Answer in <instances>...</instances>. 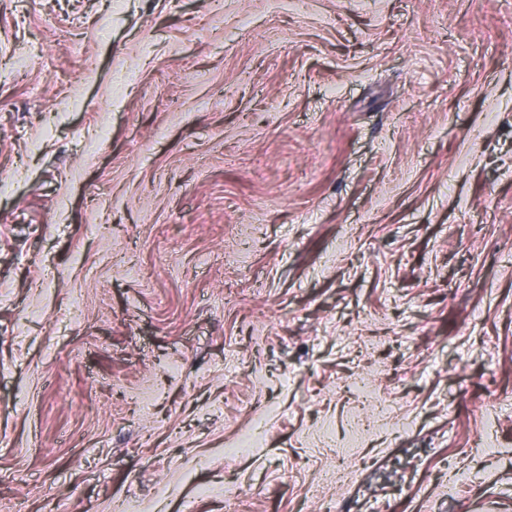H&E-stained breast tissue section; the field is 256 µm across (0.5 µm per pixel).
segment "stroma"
Instances as JSON below:
<instances>
[{
	"label": "stroma",
	"mask_w": 512,
	"mask_h": 512,
	"mask_svg": "<svg viewBox=\"0 0 512 512\" xmlns=\"http://www.w3.org/2000/svg\"><path fill=\"white\" fill-rule=\"evenodd\" d=\"M209 2L0 0V512H512V0Z\"/></svg>",
	"instance_id": "obj_1"
}]
</instances>
